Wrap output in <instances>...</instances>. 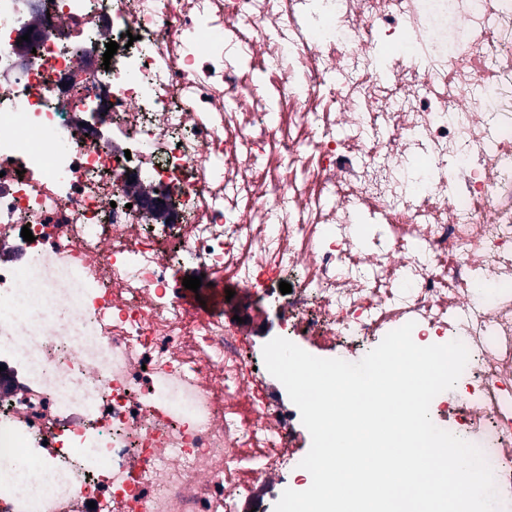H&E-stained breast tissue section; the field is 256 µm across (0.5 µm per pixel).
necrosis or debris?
Masks as SVG:
<instances>
[{
  "label": "necrosis or debris",
  "mask_w": 512,
  "mask_h": 512,
  "mask_svg": "<svg viewBox=\"0 0 512 512\" xmlns=\"http://www.w3.org/2000/svg\"><path fill=\"white\" fill-rule=\"evenodd\" d=\"M187 267L325 358L463 342L431 405L512 512V0H0V512H237L300 463Z\"/></svg>",
  "instance_id": "obj_1"
}]
</instances>
